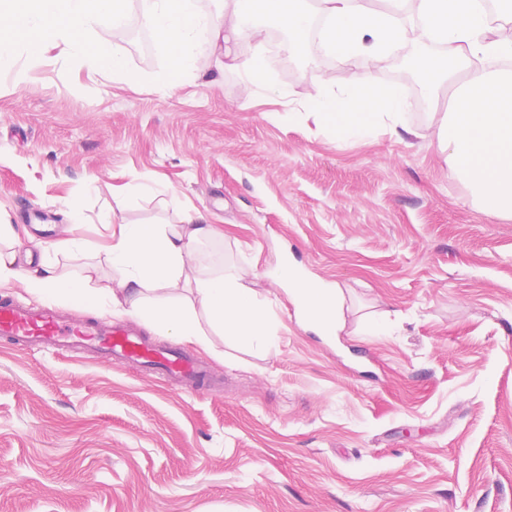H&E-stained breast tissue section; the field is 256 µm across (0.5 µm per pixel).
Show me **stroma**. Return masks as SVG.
<instances>
[{
    "label": "stroma",
    "mask_w": 512,
    "mask_h": 512,
    "mask_svg": "<svg viewBox=\"0 0 512 512\" xmlns=\"http://www.w3.org/2000/svg\"><path fill=\"white\" fill-rule=\"evenodd\" d=\"M129 0L118 41L134 83L50 48L27 82L0 77V216L25 225L39 261L54 231L89 246L116 223L224 236L193 258L243 268L269 302L270 347L212 331L208 348L99 305L152 344L201 359L217 385L172 389L136 366L0 343V512H512V219L487 209L429 138L451 90L422 96L417 40L368 69L396 88L404 128L337 141L310 105L324 74L354 83L362 60L323 49L311 16L299 55L268 74L288 96L200 52L169 93L171 64ZM339 285L343 327L308 322L281 266Z\"/></svg>",
    "instance_id": "obj_1"
}]
</instances>
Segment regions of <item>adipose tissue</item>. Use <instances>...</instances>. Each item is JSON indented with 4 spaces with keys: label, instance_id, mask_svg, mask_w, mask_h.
Wrapping results in <instances>:
<instances>
[{
    "label": "adipose tissue",
    "instance_id": "ef3b65f1",
    "mask_svg": "<svg viewBox=\"0 0 512 512\" xmlns=\"http://www.w3.org/2000/svg\"><path fill=\"white\" fill-rule=\"evenodd\" d=\"M221 19L202 10L197 0H144L142 23L153 37L157 55L185 65L201 49H208L216 67L233 49L245 55L239 62L252 85L267 96L286 92L267 74L273 57L262 51L265 41L256 20L266 17L288 33L289 53H299L309 32V17L325 19L321 40L339 61L362 58L375 64L391 48L417 35L433 44H464L454 58L425 55L415 61L432 75L427 92L437 93L458 71L468 73L453 111L438 116L433 136L447 150L459 175L485 199L488 208L512 218V71L497 70L512 61V38H495L492 23L512 24V0H498L495 19H488L477 0H384L380 9L367 0H220ZM127 0H0V63L26 57L42 60L47 48L63 45L69 59L89 70L108 66L117 80L128 74L120 62H109L115 38L127 25ZM480 66H472V59ZM311 106L324 115L337 140L376 136L384 124L402 123L407 100L389 90L371 97L362 85L340 91H320ZM102 242L98 259L119 271L106 288L93 287L94 263L81 273L58 274L54 261L42 260L37 269L18 265L15 246L19 231L0 224V283L22 281L32 294L45 299L91 300L109 310L158 326L171 335L207 345V329L232 337L240 346L263 350L269 334L268 307L234 271L200 274L191 265L197 247L220 237L214 224L186 218L181 224H115L99 226ZM281 279L299 302L315 315V327L333 335L342 327L339 289L294 276L282 269ZM186 289L185 297H165L168 289Z\"/></svg>",
    "mask_w": 512,
    "mask_h": 512
}]
</instances>
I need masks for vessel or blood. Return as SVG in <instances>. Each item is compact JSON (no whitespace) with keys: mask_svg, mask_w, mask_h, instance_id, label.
<instances>
[{"mask_svg":"<svg viewBox=\"0 0 512 512\" xmlns=\"http://www.w3.org/2000/svg\"><path fill=\"white\" fill-rule=\"evenodd\" d=\"M1 339L20 347L78 350L116 366L135 363L173 385L197 391L207 388L210 380L202 361L173 347L152 346L126 324L79 321L55 309L30 307L8 297L0 298Z\"/></svg>","mask_w":512,"mask_h":512,"instance_id":"obj_1","label":"vessel or blood"}]
</instances>
